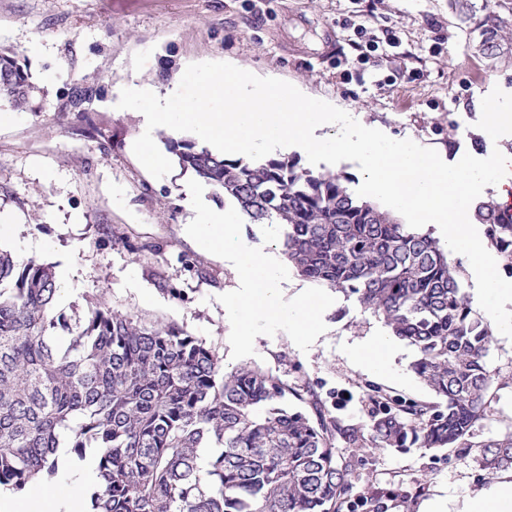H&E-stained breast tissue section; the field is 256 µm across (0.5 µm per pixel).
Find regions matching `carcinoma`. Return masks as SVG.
<instances>
[{"instance_id": "cac0c4a2", "label": "carcinoma", "mask_w": 512, "mask_h": 512, "mask_svg": "<svg viewBox=\"0 0 512 512\" xmlns=\"http://www.w3.org/2000/svg\"><path fill=\"white\" fill-rule=\"evenodd\" d=\"M450 3L489 68L512 64V24L490 0L479 11L472 0ZM98 91L96 80L74 87L65 108L81 110ZM40 93L0 53V102L40 112ZM171 150L247 223L283 225L288 263L411 346L410 368L437 401L371 387L364 430L318 402L313 419L281 406L278 379L250 366L224 371L212 346L176 324L147 325L91 298L66 314L52 265L0 249V486L51 480L58 449L81 460L91 449V512H344L351 470L336 456L337 434L353 448H476L487 474L512 469V434L471 441L490 408L493 331L448 249L355 196L342 173L293 158L230 159L188 140ZM475 220L512 270V214L491 198ZM201 448L213 452L204 459Z\"/></svg>"}]
</instances>
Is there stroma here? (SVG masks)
Here are the masks:
<instances>
[{
	"label": "stroma",
	"instance_id": "obj_1",
	"mask_svg": "<svg viewBox=\"0 0 512 512\" xmlns=\"http://www.w3.org/2000/svg\"><path fill=\"white\" fill-rule=\"evenodd\" d=\"M468 25L449 0H0V50L11 52L44 90L39 112H12L0 124V214L10 218L9 248L74 275L60 283L59 306L97 297L148 322L174 323L219 352L225 370L257 367L287 388L288 407L321 403L339 422L364 426L376 386L430 402L433 393L410 369L414 351L397 342L386 370L364 367L356 346L383 332L340 292L308 341L287 317L253 326L240 347L224 300L239 290L229 262L184 227L190 199L224 209L214 191L180 167L153 177L132 145L143 133L138 113L116 108L115 87L138 80L159 88L180 81L188 64L224 61L260 77L296 85L395 140L409 139L451 157L466 133L449 136L493 87L512 94V68H488L472 53ZM99 76L101 92L83 112L64 103L76 80ZM242 241L265 253L282 283V305L315 291L282 253L279 224L239 226ZM494 378L490 412L478 441L512 433V339L495 336L488 357ZM336 452L353 468L352 512H420L439 496L464 498L492 482L465 448ZM93 474L64 470L28 484L55 502L83 493Z\"/></svg>",
	"mask_w": 512,
	"mask_h": 512
}]
</instances>
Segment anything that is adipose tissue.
I'll return each instance as SVG.
<instances>
[{"label":"adipose tissue","instance_id":"1","mask_svg":"<svg viewBox=\"0 0 512 512\" xmlns=\"http://www.w3.org/2000/svg\"><path fill=\"white\" fill-rule=\"evenodd\" d=\"M190 233L212 251L233 247V268L242 292L230 295L225 311L231 331L249 344L254 322L281 311V285L266 258L238 239V225L229 211L202 210ZM458 512H512V478L502 477L474 495L464 497Z\"/></svg>","mask_w":512,"mask_h":512}]
</instances>
